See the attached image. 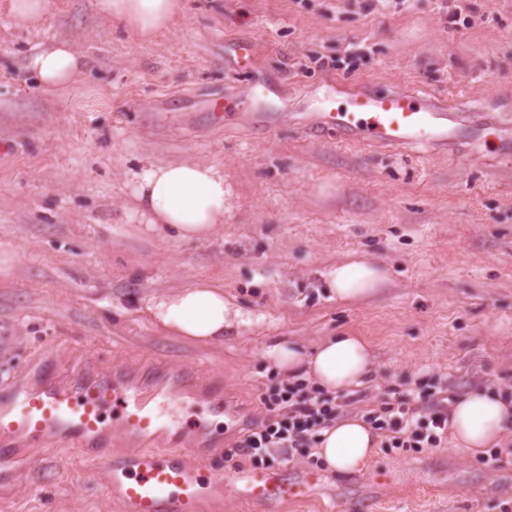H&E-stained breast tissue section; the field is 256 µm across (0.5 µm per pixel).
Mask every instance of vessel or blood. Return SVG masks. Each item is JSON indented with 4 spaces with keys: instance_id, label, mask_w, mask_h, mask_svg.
Wrapping results in <instances>:
<instances>
[{
    "instance_id": "1",
    "label": "vessel or blood",
    "mask_w": 512,
    "mask_h": 512,
    "mask_svg": "<svg viewBox=\"0 0 512 512\" xmlns=\"http://www.w3.org/2000/svg\"><path fill=\"white\" fill-rule=\"evenodd\" d=\"M268 86L255 78L248 89L253 128L267 130L263 102ZM458 105L415 91L385 93L346 91L328 86L305 129L315 139H336L395 150L420 145L447 148L459 128ZM148 373L179 384L198 381L189 367L160 361ZM179 397L107 378L71 382L48 379L38 391L11 390L0 395V462L19 453V440L76 449L93 478L119 506V512H208L221 501L225 485L261 512H277L286 502L307 498L314 475L289 480L287 468L234 470L223 473L205 466L191 445L172 442L182 423L175 410ZM146 437L147 447L112 452V432Z\"/></svg>"
}]
</instances>
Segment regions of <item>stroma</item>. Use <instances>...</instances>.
Masks as SVG:
<instances>
[{"instance_id": "obj_1", "label": "stroma", "mask_w": 512, "mask_h": 512, "mask_svg": "<svg viewBox=\"0 0 512 512\" xmlns=\"http://www.w3.org/2000/svg\"><path fill=\"white\" fill-rule=\"evenodd\" d=\"M0 0V390L37 387L52 366L107 373L151 357L191 366L222 387L234 419L214 427L215 469L248 467L235 442L286 375L266 355L282 338L313 349L352 332L372 347L374 374L345 416L424 390L486 389L512 398V155L474 161L468 148L415 155L307 138L303 121L325 83L426 91L489 122L486 150L512 138V0H182L144 42L102 0H51L35 27ZM251 39L276 83L267 133L242 105L251 76L224 47ZM72 41L85 69L68 92L42 93L25 69L35 49ZM223 97L213 125L205 99ZM220 167L223 224L204 241L144 233L124 209L128 173L148 161ZM360 253L387 283L337 301L323 272ZM208 279L250 324L201 346L163 331L150 294ZM19 484L0 485V512H119L102 485L74 475L55 448H26ZM317 473L309 497L277 512H512V453L491 468L450 442L377 448L363 468L331 470L317 452L287 460Z\"/></svg>"}]
</instances>
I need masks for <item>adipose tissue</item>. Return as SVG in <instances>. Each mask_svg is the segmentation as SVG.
<instances>
[{
    "label": "adipose tissue",
    "instance_id": "1",
    "mask_svg": "<svg viewBox=\"0 0 512 512\" xmlns=\"http://www.w3.org/2000/svg\"><path fill=\"white\" fill-rule=\"evenodd\" d=\"M102 4L109 15L147 39L166 29L182 8L181 0H102ZM28 67L41 90L56 95L76 80L80 58L69 44L58 43L35 51ZM126 187L127 211L142 220L147 231L166 228L179 240L196 242L210 237L224 221V174L214 166L150 161L131 174ZM386 277L380 264L361 254L323 274L329 292L342 302L370 296ZM143 306L169 334L203 345L222 340L226 331L249 322L225 299L223 289L209 281L149 295ZM267 355L281 372L303 371L330 392L360 387L371 370L368 342L351 333L329 337L310 353L282 341L269 348ZM448 430L457 452L471 458L481 455L512 435V405L487 390L464 393L450 408ZM376 442L366 423L348 419L322 430L318 452L331 469L354 472L373 457Z\"/></svg>",
    "mask_w": 512,
    "mask_h": 512
}]
</instances>
